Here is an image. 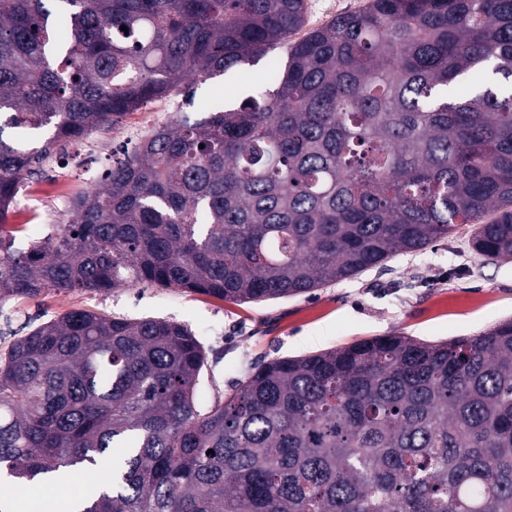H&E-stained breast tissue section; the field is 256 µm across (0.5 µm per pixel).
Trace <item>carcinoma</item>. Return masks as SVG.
<instances>
[{"label":"carcinoma","mask_w":512,"mask_h":512,"mask_svg":"<svg viewBox=\"0 0 512 512\" xmlns=\"http://www.w3.org/2000/svg\"><path fill=\"white\" fill-rule=\"evenodd\" d=\"M305 13L0 0V302L148 282L261 303L458 226L511 261L512 0H369L293 41ZM259 64L236 101L154 130L69 223L14 248L16 177L50 147ZM7 128L53 136L30 153ZM206 366L173 321L41 323L0 357V474L39 486L107 469L76 512H512L511 319L275 359L213 406Z\"/></svg>","instance_id":"1"}]
</instances>
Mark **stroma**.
<instances>
[{
    "label": "stroma",
    "instance_id": "obj_1",
    "mask_svg": "<svg viewBox=\"0 0 512 512\" xmlns=\"http://www.w3.org/2000/svg\"><path fill=\"white\" fill-rule=\"evenodd\" d=\"M182 97L152 101L115 127L85 136L80 159L55 150L26 175L6 229L27 250L69 219L57 185L81 196L117 149L133 145L188 111ZM71 310L107 317H156L184 324L206 350L205 395L215 402L257 365L401 332L425 341L474 336L512 318V261L486 259L467 245L464 230L428 249L397 256L355 279L313 293L233 304L183 288L130 284L108 293L47 292L0 304V353L39 324Z\"/></svg>",
    "mask_w": 512,
    "mask_h": 512
}]
</instances>
